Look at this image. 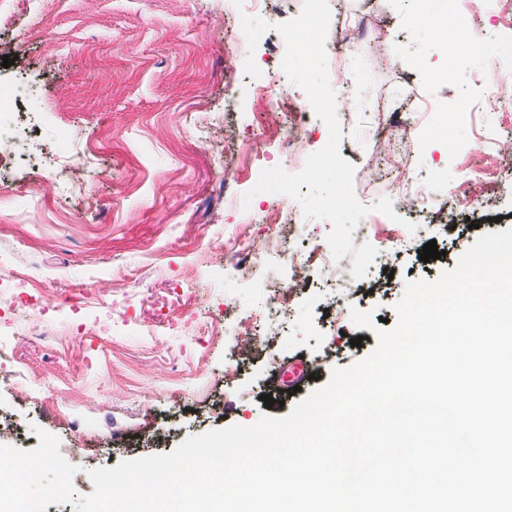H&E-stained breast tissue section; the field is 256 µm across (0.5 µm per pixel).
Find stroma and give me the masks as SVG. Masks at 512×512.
<instances>
[{"instance_id":"stroma-1","label":"stroma","mask_w":512,"mask_h":512,"mask_svg":"<svg viewBox=\"0 0 512 512\" xmlns=\"http://www.w3.org/2000/svg\"><path fill=\"white\" fill-rule=\"evenodd\" d=\"M328 2L326 41L344 63L347 109L357 115L340 142L356 197L371 206L400 190L370 172L396 109L408 114L394 136L412 146V176L430 174L432 204L415 233L393 241L392 220L374 213L367 296L342 297L318 264L330 250L327 221L306 220L259 261L239 249L243 238L268 235L264 211L300 208L252 189L264 169L304 167L279 126L295 119L305 93L287 79L276 86L272 122L224 0H7L0 56L15 63L0 67V100L36 151L0 166V249L13 251L15 271L35 272L33 291L48 308L19 302L0 314V445L36 448L34 424L57 436L79 495L94 490L89 470L288 415L334 368L377 344L370 329L337 323V300L397 324L405 285L454 269L480 233L512 228V187H488L474 152L480 140H512V112L489 95L512 31L482 14L466 27L476 50L461 62L421 34L455 29L452 0ZM302 4L280 0L264 12L270 28L253 54L261 73L280 71L285 45L274 26ZM358 20L369 39L343 43ZM463 180L476 186L467 203L454 195ZM447 211L479 219V230L444 226ZM431 239L448 244L446 257L416 261ZM292 255L313 258V281L287 299L270 335L253 319L267 302L260 283L287 281ZM388 261L398 285L385 291L375 282ZM355 337L360 347H351Z\"/></svg>"}]
</instances>
